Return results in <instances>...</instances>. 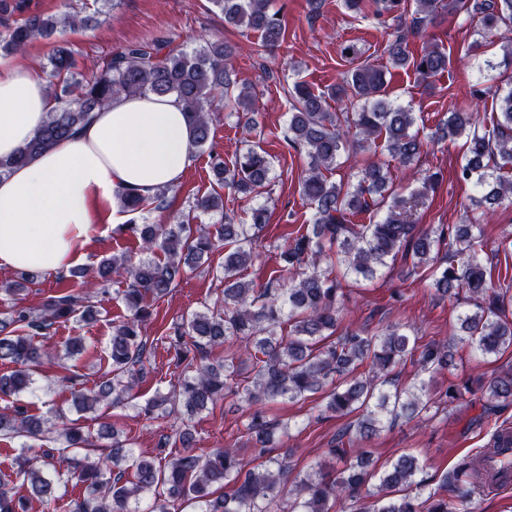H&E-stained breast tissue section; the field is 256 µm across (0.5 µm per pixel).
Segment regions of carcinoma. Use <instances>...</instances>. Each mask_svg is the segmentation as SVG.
Wrapping results in <instances>:
<instances>
[{
	"instance_id": "carcinoma-1",
	"label": "carcinoma",
	"mask_w": 512,
	"mask_h": 512,
	"mask_svg": "<svg viewBox=\"0 0 512 512\" xmlns=\"http://www.w3.org/2000/svg\"><path fill=\"white\" fill-rule=\"evenodd\" d=\"M235 28L261 34L274 49L284 40L278 12L270 0H210ZM374 16L391 23L394 31L385 46L394 68L412 66L424 81L448 69V53L428 45L418 58L407 50V36L428 35L445 14L465 12L478 16L479 35L501 26H512V0H414L411 22H406V0H373ZM1 14L21 15L15 25L0 32V54L17 53L35 38H48L68 28L87 25L83 18L67 13L44 15L29 9L27 0H0ZM160 38L131 43L110 57L102 72L73 82L74 91L63 106L48 113L44 124L15 155L0 159V176L29 163L54 144L71 138L77 128L92 119L93 111L106 107L112 98L125 96L174 95L183 104L197 149L209 144L210 112L217 95L224 96V108L236 115L250 130L257 128L254 93L232 79L227 60L235 47L215 40L201 49L165 51ZM51 76L74 75L76 63L71 50L56 49L50 60ZM512 66V39L503 46L502 60L477 61L478 71L488 76ZM292 108L288 117L287 140L305 150L308 168L302 182V197L311 209L306 231L291 238L280 252L282 268L290 275L283 291L267 286L258 292L243 272L254 259L253 243L267 223V209H252L250 223L237 224L229 217L208 224H126L123 229L140 242L143 257L132 261L126 254L99 263L93 276L82 268L70 270L82 278L85 293L76 295L59 289L37 307L25 305L26 282L0 285V295L10 305L0 312V365L12 368L0 375V397L10 398L32 389L34 376L53 361L46 345L51 330L61 322L96 320L93 294L115 276L127 275L129 284L121 292L127 314L112 322L108 351L110 378L87 391L72 393L80 411L99 406L116 407L133 400V389L146 377L149 338L143 334L155 303L167 296L190 271L209 262L212 253L224 248V289L213 303L170 324L163 339L174 351L176 366H184L172 395L146 403L147 416L179 414L186 422L174 438H165L159 454L133 457L128 439L114 425L103 423L98 438L112 441L108 465L82 464L65 460V475L85 486L80 501L56 494L53 475L56 465L29 455L34 441H43L53 425L42 415L22 405L0 412V439H20L15 457V474L28 489L18 496L0 486V512H26L27 497L42 500L47 512H137L132 504L143 495L153 496L152 512H178L184 505L194 512H276L277 489L292 480L299 498L297 512H331L332 505L347 502L350 512H469L473 496L485 482H499L512 474V434H499L479 471L468 461L445 472L438 485L422 496L424 481L416 480L423 465L413 455H402L379 475L377 491H362L372 477L366 451L360 441L377 434L386 423H394L404 412L418 414L429 408L422 399L424 384L375 394L373 380L393 383L395 369L418 356L424 368L445 369L458 350L475 349L486 356L512 347V319L505 314L504 299L492 287L491 276L478 255L482 246L481 225H437L423 228L413 219L416 201L439 181L435 173L425 175L422 189L405 198L392 189L388 166L372 160L356 175V183L330 180L326 173L337 168L350 152L381 149L401 166L417 160L424 147L410 107L397 103L387 92L384 68L363 64L347 72L342 81L325 91H315L304 81L293 84ZM498 112L492 129L479 130L473 113L454 108L429 136L432 142L466 138L464 163L459 178L469 182L480 195L478 203L493 210L512 199V84L496 93ZM334 98L356 105L353 112H330L327 100ZM219 187H227L250 198L262 194L269 184L272 163L258 143L250 144L227 164L210 153ZM170 188L162 187L151 197L117 192L125 212H143L154 204L162 206ZM223 196L213 191L196 199L193 209L220 211ZM372 208L385 209L374 224H357L353 217ZM448 253L439 256L441 246ZM412 255L414 264L431 270V286L442 298L456 300L464 294L470 309L459 317L457 340L448 344L418 339L395 326L381 336L350 331L336 335L340 320L343 275L369 279L388 267L400 251ZM162 252L164 259L155 257ZM288 325V334L280 333ZM244 348V353H214L225 345ZM369 362L371 378L357 375ZM490 408L512 405V369L480 385ZM324 393L325 409L339 416L357 415L338 435L330 449L335 465L319 468L304 476H292L284 457L272 455L276 432L285 425L267 419L266 406L279 399L300 400ZM243 398L253 406L246 425L247 446L218 448L207 455L195 453L196 436L189 424L194 416L214 408L227 397ZM61 436L67 447L90 450L92 441L74 425H65ZM252 450L266 458L261 470L246 468L245 454Z\"/></svg>"
}]
</instances>
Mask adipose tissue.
Instances as JSON below:
<instances>
[{
    "instance_id": "ef3b65f1",
    "label": "adipose tissue",
    "mask_w": 512,
    "mask_h": 512,
    "mask_svg": "<svg viewBox=\"0 0 512 512\" xmlns=\"http://www.w3.org/2000/svg\"><path fill=\"white\" fill-rule=\"evenodd\" d=\"M55 106L35 72L0 62V158L23 147ZM193 149L175 96L113 99L73 138L0 177V268H70L83 257L97 202L175 186Z\"/></svg>"
}]
</instances>
